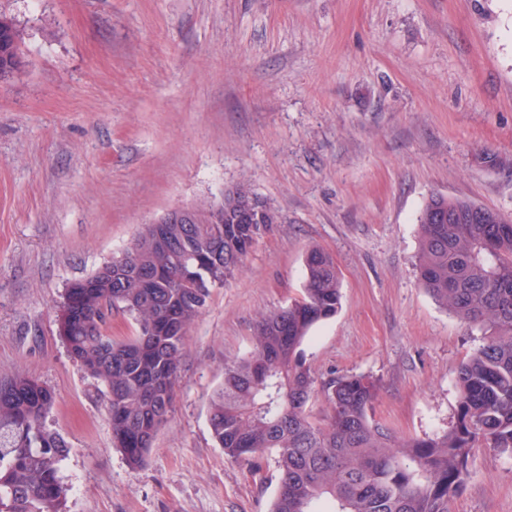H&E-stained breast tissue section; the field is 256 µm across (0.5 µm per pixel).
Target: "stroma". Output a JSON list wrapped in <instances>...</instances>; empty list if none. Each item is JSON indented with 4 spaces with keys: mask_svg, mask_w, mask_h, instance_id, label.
Instances as JSON below:
<instances>
[{
    "mask_svg": "<svg viewBox=\"0 0 512 512\" xmlns=\"http://www.w3.org/2000/svg\"><path fill=\"white\" fill-rule=\"evenodd\" d=\"M28 37L0 82V380L50 387L65 512H271L279 472L208 421L226 361L336 260L342 306L303 345L318 377L379 380L377 421L448 430L477 328L415 274L444 195L512 213V0H0ZM53 38H45V31ZM246 184L278 209L189 328L172 409L139 468L107 390L58 333L64 291L164 211ZM450 512H512V456L474 448Z\"/></svg>",
    "mask_w": 512,
    "mask_h": 512,
    "instance_id": "35a3bbf8",
    "label": "stroma"
}]
</instances>
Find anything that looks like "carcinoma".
Masks as SVG:
<instances>
[{
  "mask_svg": "<svg viewBox=\"0 0 512 512\" xmlns=\"http://www.w3.org/2000/svg\"><path fill=\"white\" fill-rule=\"evenodd\" d=\"M27 31L0 21V72L23 65ZM264 210L262 224H235L237 212ZM472 201L431 197L418 217L416 273L428 294L484 342L462 362L453 427L399 439L373 418L379 386L365 375L316 376L302 345L312 327L341 308L333 257L305 255L302 294L260 317L249 354L224 364L209 400V425L224 454L251 461L275 453L280 484L272 512H448L471 450L486 444L512 456V214L495 224L472 219ZM144 228L124 255L66 288L59 336L68 354L108 389L113 445L132 468L152 448L173 402L188 328L210 288L239 271L253 244L279 215L242 184L224 194V223ZM443 220H438V216ZM130 315L136 335L112 337L101 307ZM322 394L316 423L307 406ZM50 388L19 375L0 387V512H64L59 477L69 449L47 426Z\"/></svg>",
  "mask_w": 512,
  "mask_h": 512,
  "instance_id": "carcinoma-1",
  "label": "carcinoma"
}]
</instances>
